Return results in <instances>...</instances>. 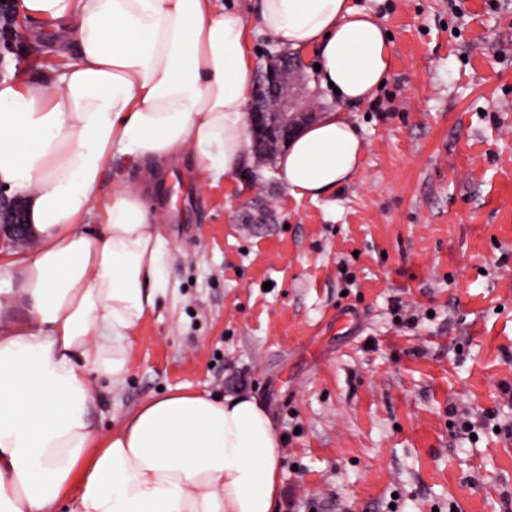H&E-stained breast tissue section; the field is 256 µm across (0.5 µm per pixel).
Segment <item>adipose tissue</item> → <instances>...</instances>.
Here are the masks:
<instances>
[{
	"mask_svg": "<svg viewBox=\"0 0 512 512\" xmlns=\"http://www.w3.org/2000/svg\"><path fill=\"white\" fill-rule=\"evenodd\" d=\"M78 59L39 79H0V186L38 236L0 287V512H276L280 438L254 398L172 391L112 429L94 385L129 372L140 323L168 295L169 242L145 202L185 151L211 184L249 165L253 32L317 55L321 88L372 100L393 65L380 21L350 0H21ZM362 141L332 109L278 158L289 192L319 199L359 171ZM123 157L143 171L111 178ZM107 201H99L103 181ZM95 216L101 228L83 227ZM19 307L25 319L6 317Z\"/></svg>",
	"mask_w": 512,
	"mask_h": 512,
	"instance_id": "adipose-tissue-1",
	"label": "adipose tissue"
}]
</instances>
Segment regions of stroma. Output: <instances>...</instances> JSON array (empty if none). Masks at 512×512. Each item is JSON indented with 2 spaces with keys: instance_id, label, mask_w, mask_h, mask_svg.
<instances>
[{
  "instance_id": "stroma-1",
  "label": "stroma",
  "mask_w": 512,
  "mask_h": 512,
  "mask_svg": "<svg viewBox=\"0 0 512 512\" xmlns=\"http://www.w3.org/2000/svg\"><path fill=\"white\" fill-rule=\"evenodd\" d=\"M391 33L335 193L275 165L208 187L191 156L149 199L177 294L143 321L107 430L184 388L247 395L282 435L279 512H512V0H351ZM22 21L0 77L75 61Z\"/></svg>"
}]
</instances>
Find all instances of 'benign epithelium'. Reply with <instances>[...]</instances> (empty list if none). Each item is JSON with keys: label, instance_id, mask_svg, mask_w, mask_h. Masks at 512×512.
Returning <instances> with one entry per match:
<instances>
[{"label": "benign epithelium", "instance_id": "obj_1", "mask_svg": "<svg viewBox=\"0 0 512 512\" xmlns=\"http://www.w3.org/2000/svg\"><path fill=\"white\" fill-rule=\"evenodd\" d=\"M285 71L292 75V85L289 93L280 98L275 111H267L257 92L249 103L247 122L255 152L270 154L284 148L299 128L316 118V113L311 110L297 107L306 81L305 63L299 58L279 53L269 59L264 70L266 94H277L280 76ZM0 224L9 229L11 240L25 239L29 224L23 205L16 200H5L0 195Z\"/></svg>", "mask_w": 512, "mask_h": 512}]
</instances>
